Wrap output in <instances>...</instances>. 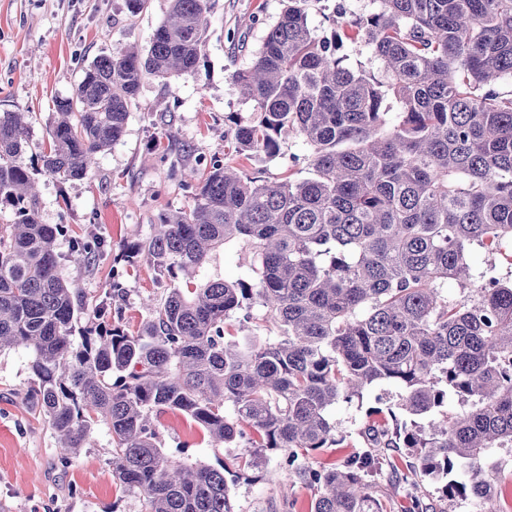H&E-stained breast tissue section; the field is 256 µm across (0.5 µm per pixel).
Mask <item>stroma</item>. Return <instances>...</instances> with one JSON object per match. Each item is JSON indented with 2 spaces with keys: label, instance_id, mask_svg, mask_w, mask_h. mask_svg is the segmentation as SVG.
<instances>
[{
  "label": "stroma",
  "instance_id": "1",
  "mask_svg": "<svg viewBox=\"0 0 512 512\" xmlns=\"http://www.w3.org/2000/svg\"><path fill=\"white\" fill-rule=\"evenodd\" d=\"M284 7L283 0H214L200 74H183L162 82L146 78L133 101L125 132L89 175L64 184L40 177L43 223L66 224L73 230L103 237L106 247L93 266L70 258L67 238L57 252L66 279L88 299L103 296L113 275H120L127 297L112 323L136 334L147 320L143 298L163 302L167 279L159 277L147 256L127 266L121 255L127 243L153 235L169 211L188 207L192 191L170 173L165 152L181 154L187 166L199 158L223 157L230 144V114L249 115L251 102L233 86L231 74L245 66L263 41L267 28ZM170 8V0H150L141 13L130 14L126 0H0V112L30 113L27 159L42 150L46 129L58 101L71 97L84 68L97 56L134 43L147 49ZM306 149L287 137L273 160L243 162L245 172H261L270 180L291 175L309 177L306 164L290 166L289 158ZM256 262L251 249L233 240L198 272V280L251 279ZM28 351H0V512H144L136 492L112 476L111 438L106 425L90 436L69 468L57 462L56 440L45 418L30 408L25 393L31 385ZM398 391L387 384L370 388L362 402L337 405L332 418L340 445L311 452L314 465L329 467L352 453L368 407L393 404ZM153 423L165 451L188 464L225 462L236 469L243 448H214L182 414L164 412ZM273 453L250 479L228 482L234 512H308L309 488L290 485ZM408 461L390 454L372 491L387 512H407Z\"/></svg>",
  "mask_w": 512,
  "mask_h": 512
}]
</instances>
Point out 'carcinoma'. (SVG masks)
Here are the masks:
<instances>
[{"label":"carcinoma","instance_id":"1","mask_svg":"<svg viewBox=\"0 0 512 512\" xmlns=\"http://www.w3.org/2000/svg\"><path fill=\"white\" fill-rule=\"evenodd\" d=\"M314 0H288L251 62L231 75L252 103L230 116L235 153L211 161L193 203L128 246L171 285L137 335L112 327L116 278L88 301L60 270L57 240L74 262L102 244L41 221L36 175L85 177L116 144L143 80L198 74L211 0H171L141 52L124 46L83 70L58 102L41 165L28 163L29 113L0 112V350L33 353L30 401L66 467L93 427L112 440V474L146 512H233L224 462L186 465L167 454L152 413L185 414L213 447L248 448V469L281 452L292 483L314 491L310 512H384L370 477L404 449L416 480L448 507L500 512L501 480L486 469L512 448V279L470 272L477 247L512 265V0H373L317 33ZM365 47L380 78L344 64ZM397 109L395 120L390 111ZM294 135L309 178L265 180L241 158L281 154ZM258 257L254 282L191 281L229 241ZM457 283L461 297L444 294ZM257 307L277 331L260 344L236 337ZM396 407H371L366 448L330 468L309 453L338 444L330 411L379 383ZM457 397L459 411L448 408Z\"/></svg>","mask_w":512,"mask_h":512}]
</instances>
